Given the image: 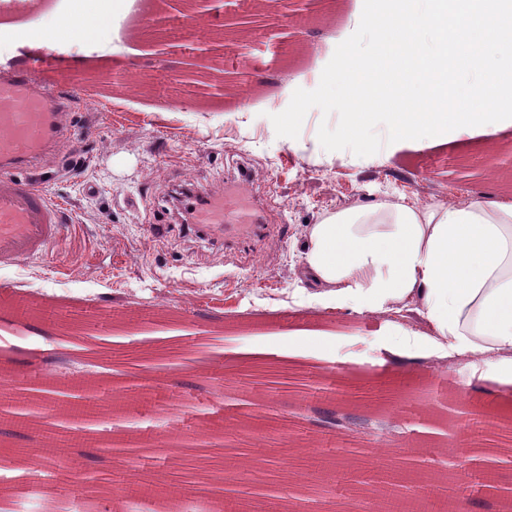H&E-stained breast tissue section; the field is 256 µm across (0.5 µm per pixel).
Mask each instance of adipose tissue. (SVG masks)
<instances>
[{
    "instance_id": "obj_1",
    "label": "adipose tissue",
    "mask_w": 512,
    "mask_h": 512,
    "mask_svg": "<svg viewBox=\"0 0 512 512\" xmlns=\"http://www.w3.org/2000/svg\"><path fill=\"white\" fill-rule=\"evenodd\" d=\"M316 304L358 315L413 312L390 350L470 359L512 382V199L481 191L422 206L380 197L323 212L301 252Z\"/></svg>"
}]
</instances>
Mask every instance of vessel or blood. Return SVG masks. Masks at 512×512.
Returning a JSON list of instances; mask_svg holds the SVG:
<instances>
[{"mask_svg": "<svg viewBox=\"0 0 512 512\" xmlns=\"http://www.w3.org/2000/svg\"><path fill=\"white\" fill-rule=\"evenodd\" d=\"M43 43L34 56L0 66V266L43 261L67 233L62 209L42 188L38 168L74 130L73 97L37 75L57 58ZM200 234L239 231L256 223L254 208L217 193L194 204ZM57 448L91 447L88 434L66 428L52 438Z\"/></svg>", "mask_w": 512, "mask_h": 512, "instance_id": "obj_1", "label": "vessel or blood"}]
</instances>
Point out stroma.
Masks as SVG:
<instances>
[{
	"instance_id": "stroma-1",
	"label": "stroma",
	"mask_w": 512,
	"mask_h": 512,
	"mask_svg": "<svg viewBox=\"0 0 512 512\" xmlns=\"http://www.w3.org/2000/svg\"><path fill=\"white\" fill-rule=\"evenodd\" d=\"M83 0L0 12V64L52 36ZM363 0H251L220 11L192 0H126L87 20L110 37L100 63L87 50L46 73L74 96V134L44 168V188L66 207L71 233L51 264L0 268V387L58 375L30 362L61 353L94 368L91 385L119 412L93 430L105 458L79 453L53 468L43 495L26 471L0 470L13 512H130L127 489L147 480L238 512H336L385 477L407 485L409 512H438V490L460 496L470 474L499 463L512 486V384L479 379L466 362L387 351L413 313L356 315L311 302L300 275L303 231L324 211L389 194L420 205L478 189L512 195V135L431 149L389 144L368 157L312 159L277 136L271 115L296 89H315ZM253 173L239 180L240 169ZM192 185L242 203L263 194L275 233L227 241L165 217ZM329 337V346L319 344ZM314 408L383 422L367 437L311 425ZM264 457L263 467L241 460ZM306 471L298 483L285 469Z\"/></svg>"
}]
</instances>
